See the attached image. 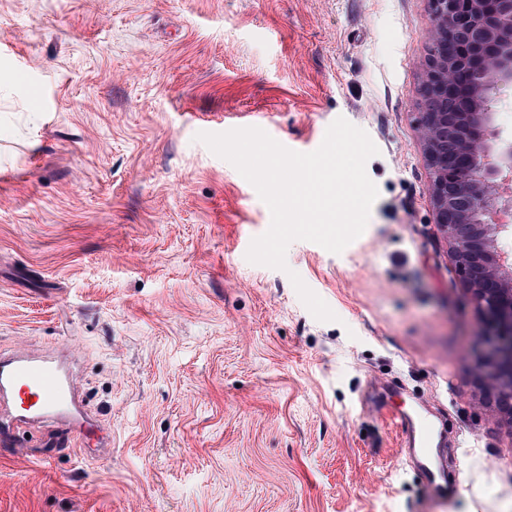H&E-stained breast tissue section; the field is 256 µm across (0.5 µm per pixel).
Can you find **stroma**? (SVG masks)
<instances>
[{"mask_svg": "<svg viewBox=\"0 0 512 512\" xmlns=\"http://www.w3.org/2000/svg\"><path fill=\"white\" fill-rule=\"evenodd\" d=\"M429 0H0V350L64 348L110 437L0 445V512H512V421L418 136ZM378 147L364 232L250 263L268 206L195 136ZM298 273L336 314L313 317ZM431 416L446 483L393 413Z\"/></svg>", "mask_w": 512, "mask_h": 512, "instance_id": "1", "label": "stroma"}]
</instances>
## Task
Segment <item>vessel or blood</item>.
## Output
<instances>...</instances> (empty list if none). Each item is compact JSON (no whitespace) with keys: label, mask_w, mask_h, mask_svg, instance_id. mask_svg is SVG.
<instances>
[{"label":"vessel or blood","mask_w":512,"mask_h":512,"mask_svg":"<svg viewBox=\"0 0 512 512\" xmlns=\"http://www.w3.org/2000/svg\"><path fill=\"white\" fill-rule=\"evenodd\" d=\"M73 361L59 349L0 351V442L10 443L45 424H65L85 435L96 431L72 376ZM415 448L410 463L430 485L444 482L443 470L430 464L435 435L430 418L416 411L396 416Z\"/></svg>","instance_id":"1"}]
</instances>
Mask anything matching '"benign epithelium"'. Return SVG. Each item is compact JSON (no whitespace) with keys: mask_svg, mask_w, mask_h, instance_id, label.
I'll return each mask as SVG.
<instances>
[{"mask_svg":"<svg viewBox=\"0 0 512 512\" xmlns=\"http://www.w3.org/2000/svg\"><path fill=\"white\" fill-rule=\"evenodd\" d=\"M431 33L418 126L432 174L436 223L463 285L490 321L492 343L476 375L487 418L512 417V141L490 136L496 90L512 84V0H430Z\"/></svg>","mask_w":512,"mask_h":512,"instance_id":"7a95c632","label":"benign epithelium"}]
</instances>
